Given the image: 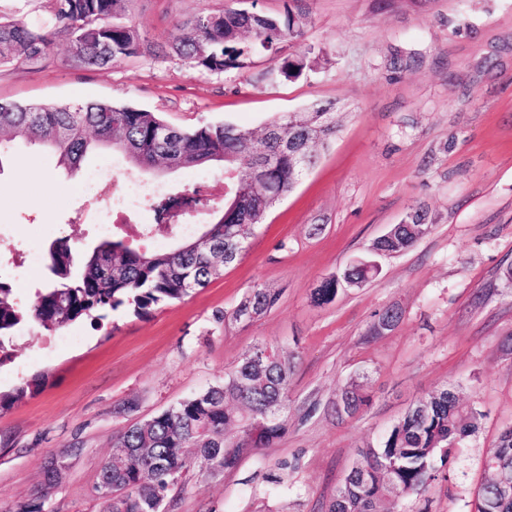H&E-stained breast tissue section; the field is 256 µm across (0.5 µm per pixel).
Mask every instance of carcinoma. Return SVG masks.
<instances>
[{"instance_id": "1", "label": "carcinoma", "mask_w": 512, "mask_h": 512, "mask_svg": "<svg viewBox=\"0 0 512 512\" xmlns=\"http://www.w3.org/2000/svg\"><path fill=\"white\" fill-rule=\"evenodd\" d=\"M47 17L28 25L0 15V66L39 60L52 38L64 35L69 48L80 46L72 58L89 67H104L143 52L174 53L185 64L210 72L244 66L253 56L277 55L285 43L303 37L308 18L287 10L282 16H248L239 10L198 14L183 26L191 34L167 46L151 44L122 20L129 0H50ZM308 63L304 55L279 58L274 74L292 80ZM319 143L336 134L331 108L315 105L305 111ZM296 113L275 117L260 135L231 124L204 123L173 128L167 146L158 143L168 123L157 113L128 105L82 102L45 107L35 103L0 102V159L12 146L24 144L53 151L60 165L76 171L90 155L117 144L130 150L136 165L148 174L174 165L178 168L220 167L234 173L230 197L236 208H210L198 188L151 193L145 203L156 214V230L190 214L208 216L209 242L198 247L186 241L170 251L140 252L123 239H102L93 249L75 253L66 241L48 248V286L36 292L31 307H17L12 291L0 285V366L9 358L5 343L25 325L57 330L84 320L101 323L106 312L125 308L146 316L155 307L181 300L206 287L245 250L250 230L262 223L268 200L282 196L299 179L301 165L284 148ZM278 156L277 164L259 159ZM432 225L416 210L406 224H393L374 240L370 253L391 255L412 247ZM378 267L360 261L326 280L314 291L328 303L339 290L359 288ZM278 295L255 288L232 313L235 320L251 319L272 309ZM402 312L387 308L378 314L373 332L394 328ZM291 366L272 344H257L224 377V383L185 399L158 413L147 423L129 426L113 443L135 452L102 465L112 484V497L102 499L101 512H152L197 463L233 470L242 458L261 448H273L288 432ZM38 376L10 392L0 391V413L40 385ZM369 402L356 388H344L336 401V418L354 416ZM483 414L462 404L448 387L417 400L379 445L359 452L356 464L326 501L322 512H389L387 504L422 493L437 480L450 478L453 444L477 431ZM486 467L491 477L475 491L472 512H512V429L501 433ZM53 488L51 476L41 489L23 501L20 512H43Z\"/></svg>"}]
</instances>
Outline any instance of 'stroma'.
<instances>
[{
    "label": "stroma",
    "mask_w": 512,
    "mask_h": 512,
    "mask_svg": "<svg viewBox=\"0 0 512 512\" xmlns=\"http://www.w3.org/2000/svg\"><path fill=\"white\" fill-rule=\"evenodd\" d=\"M239 0H130L125 20L142 38L171 43L177 21L239 8ZM270 15L303 11L310 23L288 54L313 63L276 79L275 60L213 73L173 54L86 67L65 39L34 65L0 68V100L48 106L131 104L173 126L230 123L256 132L275 116L331 106L336 135L317 144L315 166L255 226L242 258L208 286L138 317L118 310L102 326L57 332L24 327L0 390L33 375L42 386L0 415V512L28 498L49 458L66 464L44 512H99L94 485L112 441L127 427L223 383L254 345L270 341L290 361L289 429L276 447L231 471L190 469L165 512H321L357 457L418 398L453 388L483 415L460 441L448 481L400 498L394 512H470L485 460L512 428V0H260ZM83 172L47 150L17 146L0 164V282L29 305L47 269L29 275L24 255L68 241H99L96 197L78 193ZM202 187L224 205V173L181 169L145 191ZM424 209L431 234L412 248L371 257L388 227ZM377 276L328 304L312 292L358 261ZM279 295L246 320L231 312L254 287ZM401 310L390 331H371L384 308ZM357 384L372 403L337 419L340 389ZM289 469L268 493L267 473Z\"/></svg>",
    "instance_id": "1"
}]
</instances>
